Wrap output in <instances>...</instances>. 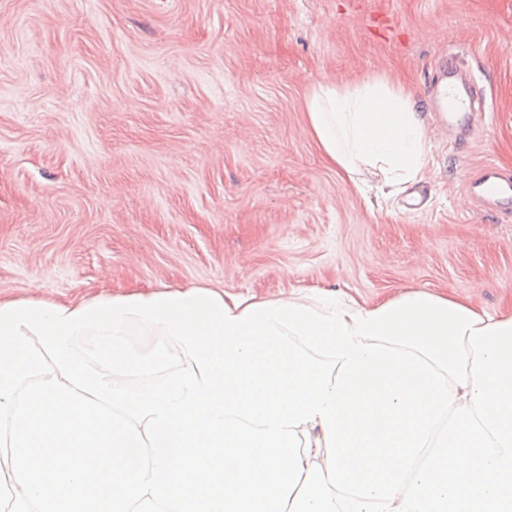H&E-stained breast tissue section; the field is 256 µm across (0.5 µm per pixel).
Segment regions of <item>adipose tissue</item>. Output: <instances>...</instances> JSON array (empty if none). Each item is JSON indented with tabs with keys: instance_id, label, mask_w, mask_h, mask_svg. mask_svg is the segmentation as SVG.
I'll use <instances>...</instances> for the list:
<instances>
[{
	"instance_id": "1",
	"label": "adipose tissue",
	"mask_w": 512,
	"mask_h": 512,
	"mask_svg": "<svg viewBox=\"0 0 512 512\" xmlns=\"http://www.w3.org/2000/svg\"><path fill=\"white\" fill-rule=\"evenodd\" d=\"M306 115L324 158L357 190L375 183L386 201L423 181L431 160L425 122L411 93L386 77L321 81Z\"/></svg>"
}]
</instances>
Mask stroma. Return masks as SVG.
Wrapping results in <instances>:
<instances>
[{
    "label": "stroma",
    "instance_id": "35a3bbf8",
    "mask_svg": "<svg viewBox=\"0 0 512 512\" xmlns=\"http://www.w3.org/2000/svg\"><path fill=\"white\" fill-rule=\"evenodd\" d=\"M485 105L453 139L449 60ZM383 74L433 163L369 207L305 101ZM512 175V0H0V295L65 302L192 284L377 300L409 286L512 303V215L465 179Z\"/></svg>",
    "mask_w": 512,
    "mask_h": 512
}]
</instances>
